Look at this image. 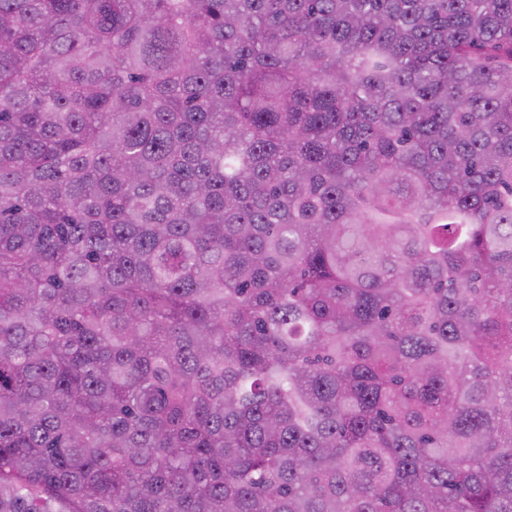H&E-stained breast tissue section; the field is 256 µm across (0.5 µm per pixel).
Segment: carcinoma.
<instances>
[{
    "mask_svg": "<svg viewBox=\"0 0 512 512\" xmlns=\"http://www.w3.org/2000/svg\"><path fill=\"white\" fill-rule=\"evenodd\" d=\"M0 512H512V0H0Z\"/></svg>",
    "mask_w": 512,
    "mask_h": 512,
    "instance_id": "carcinoma-1",
    "label": "carcinoma"
}]
</instances>
